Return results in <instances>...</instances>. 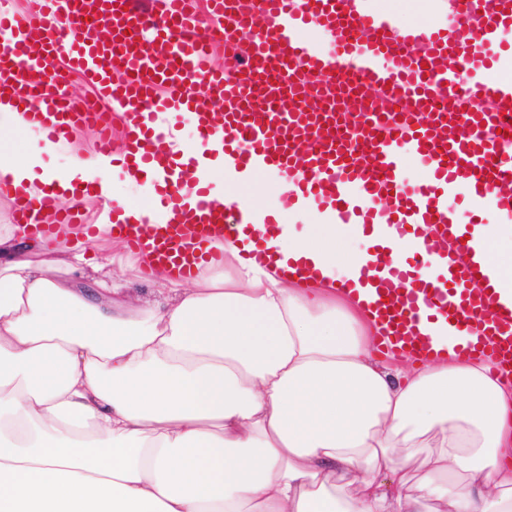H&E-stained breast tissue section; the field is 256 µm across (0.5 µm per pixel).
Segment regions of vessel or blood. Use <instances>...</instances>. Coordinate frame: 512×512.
<instances>
[{
  "mask_svg": "<svg viewBox=\"0 0 512 512\" xmlns=\"http://www.w3.org/2000/svg\"><path fill=\"white\" fill-rule=\"evenodd\" d=\"M451 21L401 24L375 0H43L40 15L0 13V96L17 100L53 144L80 127L97 129L112 152V118L131 107L119 163L148 185L155 221L112 225L113 236L153 265L195 275L217 259L216 244L240 246L279 235L277 214L256 230L245 199L219 200L206 172L251 185L261 173L288 184L283 208L300 203L357 228L369 241L362 265L370 311L384 324L381 346L434 355L426 324L444 323L463 356H490L512 377V300L491 282L486 251H471L464 228L487 210L512 215V79L491 70L512 57V0H449ZM108 23L111 40L92 28ZM330 39L310 40L308 31ZM225 32L224 65L211 48ZM137 41H130V33ZM93 84L76 99L47 77L57 60ZM205 85L208 98L193 94ZM192 124L198 144L183 153L159 142ZM425 177L411 186L409 162ZM201 176L184 188L182 172ZM81 183L69 195L48 186L35 199L14 195V219L48 236L83 225ZM463 198L464 210L449 208ZM402 239L408 256L394 248ZM434 274L421 273L424 259Z\"/></svg>",
  "mask_w": 512,
  "mask_h": 512,
  "instance_id": "vessel-or-blood-1",
  "label": "vessel or blood"
}]
</instances>
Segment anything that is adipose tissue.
Wrapping results in <instances>:
<instances>
[{
    "mask_svg": "<svg viewBox=\"0 0 512 512\" xmlns=\"http://www.w3.org/2000/svg\"><path fill=\"white\" fill-rule=\"evenodd\" d=\"M106 157L0 155V182H97ZM286 225L271 252L306 256L305 281L225 243L223 277L155 271L133 309L58 280L72 234L0 235V512H512V383L486 357L377 356L367 293L345 289L340 225ZM37 250L16 257L19 241Z\"/></svg>",
    "mask_w": 512,
    "mask_h": 512,
    "instance_id": "obj_1",
    "label": "adipose tissue"
}]
</instances>
